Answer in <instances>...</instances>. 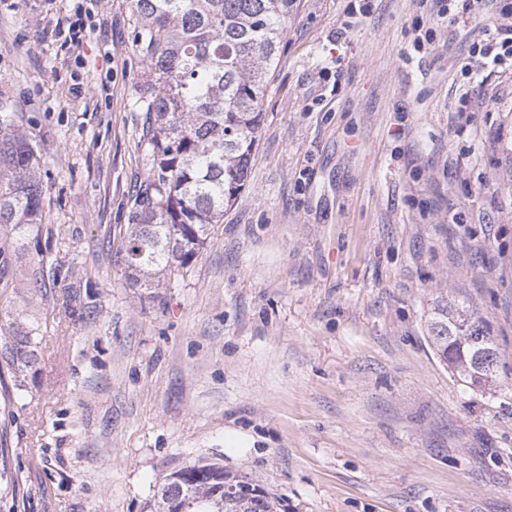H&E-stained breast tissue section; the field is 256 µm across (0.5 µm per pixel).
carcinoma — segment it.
<instances>
[{"mask_svg":"<svg viewBox=\"0 0 512 512\" xmlns=\"http://www.w3.org/2000/svg\"><path fill=\"white\" fill-rule=\"evenodd\" d=\"M133 45L146 71L137 104L149 114L150 169L128 215L120 262L132 284L183 269L208 243L246 185L258 141L260 107L297 0H131ZM43 153L13 122L0 120V286L25 241L40 242ZM55 266L38 270L30 287L66 279ZM435 354L462 382L492 388L507 375L490 324L463 302L440 297L425 318ZM37 331L21 312H4L0 360L23 372L37 362ZM195 483L170 475L153 512H172L189 498L195 512H278V500L254 480L217 464L198 466ZM236 493L224 498L223 486Z\"/></svg>","mask_w":512,"mask_h":512,"instance_id":"1","label":"carcinoma"}]
</instances>
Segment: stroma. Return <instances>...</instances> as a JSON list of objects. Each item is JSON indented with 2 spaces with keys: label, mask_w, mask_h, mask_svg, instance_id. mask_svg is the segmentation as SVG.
Returning <instances> with one entry per match:
<instances>
[{
  "label": "stroma",
  "mask_w": 512,
  "mask_h": 512,
  "mask_svg": "<svg viewBox=\"0 0 512 512\" xmlns=\"http://www.w3.org/2000/svg\"><path fill=\"white\" fill-rule=\"evenodd\" d=\"M80 11L95 30L64 42ZM486 13L300 0L245 188L187 271L140 288L117 260L149 171L130 0H0V115L46 154L52 233L0 288L41 336L35 367H0V512H150L215 462L280 512H512V375L470 389L422 320L466 302L512 368V73L464 69L512 0ZM40 266L73 276L36 292Z\"/></svg>",
  "instance_id": "35a3bbf8"
}]
</instances>
